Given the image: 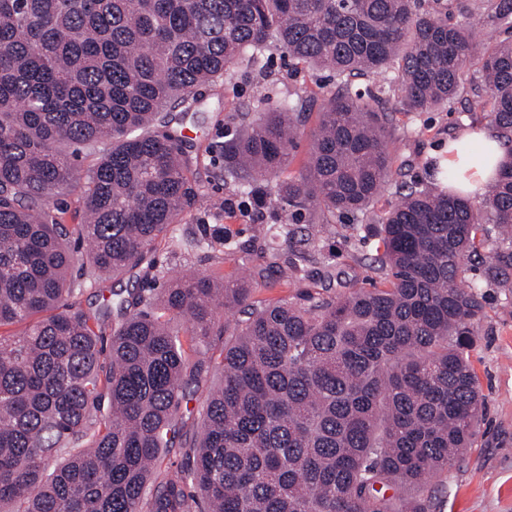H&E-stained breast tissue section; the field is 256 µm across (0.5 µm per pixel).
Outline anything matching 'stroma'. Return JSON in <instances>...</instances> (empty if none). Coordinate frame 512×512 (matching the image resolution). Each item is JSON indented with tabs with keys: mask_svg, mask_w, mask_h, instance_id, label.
I'll use <instances>...</instances> for the list:
<instances>
[{
	"mask_svg": "<svg viewBox=\"0 0 512 512\" xmlns=\"http://www.w3.org/2000/svg\"><path fill=\"white\" fill-rule=\"evenodd\" d=\"M304 90L315 99L327 88L306 68L292 69L280 57L261 67H243L229 81L202 88L197 107L172 113V127L182 135L191 158L189 178L200 196L186 210L180 223L170 225L153 244L151 260L161 282L176 280L185 269L234 277L248 272L259 282L255 299L292 297L297 287H275L280 272L288 267L291 245H281L270 258L258 235L262 226L274 223L275 207H246V198L224 180V140L235 128L253 117L258 100L283 97ZM227 103L217 109V100ZM401 125L413 126L417 135L397 138V163L403 180H420L438 187L435 163L446 154L448 141L465 126L485 123L482 112H470L454 104L448 112H423L400 116ZM376 240L358 224L336 225L332 233L313 242L308 254V277L301 286L318 290L328 286L327 270L348 281L371 277ZM484 260H470L465 280L480 283L485 312L476 328V344L470 360L486 401V416L473 448L452 469L433 476L429 490L438 499L435 512H512V291L487 283ZM140 270L122 278L84 280L73 303L95 312L112 301L113 290L137 288Z\"/></svg>",
	"mask_w": 512,
	"mask_h": 512,
	"instance_id": "obj_1",
	"label": "stroma"
}]
</instances>
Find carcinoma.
I'll use <instances>...</instances> for the list:
<instances>
[{
	"instance_id": "cac0c4a2",
	"label": "carcinoma",
	"mask_w": 512,
	"mask_h": 512,
	"mask_svg": "<svg viewBox=\"0 0 512 512\" xmlns=\"http://www.w3.org/2000/svg\"><path fill=\"white\" fill-rule=\"evenodd\" d=\"M478 19L512 30V0H0V512H433L429 478L485 416L470 363L485 296L462 272L486 224V277L512 288V39L480 46ZM272 48L336 90L259 100L224 143V180L260 202L274 190L271 245L303 222L309 243L344 218L379 225V281L257 302L251 282L192 274L74 308L72 240L93 275L156 279L153 242L199 196L169 111ZM469 91L504 150L483 206L415 182L375 209L397 174L396 119L375 106L428 112ZM79 183L68 226L54 201ZM305 260L293 252L289 278ZM215 331L223 378L190 445L181 409ZM186 446L156 477L160 450ZM310 112L305 126V133L298 139L297 147L294 151L295 159L291 166V171L295 174L298 173L308 157L311 147L310 133L317 123V109L313 108Z\"/></svg>"
}]
</instances>
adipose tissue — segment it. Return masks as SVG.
I'll list each match as a JSON object with an SVG mask.
<instances>
[{
	"instance_id": "1",
	"label": "adipose tissue",
	"mask_w": 512,
	"mask_h": 512,
	"mask_svg": "<svg viewBox=\"0 0 512 512\" xmlns=\"http://www.w3.org/2000/svg\"><path fill=\"white\" fill-rule=\"evenodd\" d=\"M479 149V162L469 161L472 149ZM501 157V144L497 133L487 127L467 129L449 142L448 155L443 163L448 169L459 170L460 177L453 183L454 191L465 194L487 191L496 174L495 163Z\"/></svg>"
}]
</instances>
